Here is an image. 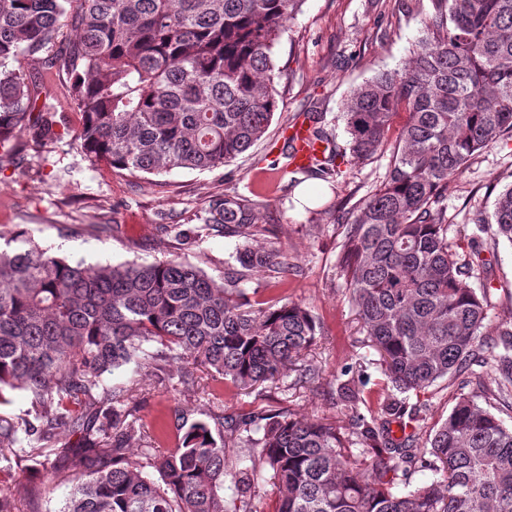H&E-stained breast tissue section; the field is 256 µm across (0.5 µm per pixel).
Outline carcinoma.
Segmentation results:
<instances>
[{
    "mask_svg": "<svg viewBox=\"0 0 512 512\" xmlns=\"http://www.w3.org/2000/svg\"><path fill=\"white\" fill-rule=\"evenodd\" d=\"M303 0H0V153L25 136L58 137L54 113L37 107L21 58L67 76L81 115L73 138L94 166L163 175L229 164L266 134L279 109L273 48ZM408 63L383 69L344 99L353 160L382 150L394 116L407 114L385 176L341 222L339 277L384 380L366 393L340 371L335 404L350 435L288 410L188 422L157 416L144 448L140 424L104 381L133 363L171 358L204 368L216 391H247L294 371L322 335L305 306L251 299L252 276L276 291L296 266L274 236L257 240L253 199L236 190L209 201L186 244L216 230L241 240L238 267L217 282L178 260L95 269L50 254L25 237L0 249V407L32 398L23 418L0 413V512H14L13 466L40 481L81 472L63 512H252L265 470L274 512H512V427L470 397L420 436L396 393L426 390L480 357L495 336L487 398L512 411V318L489 323L493 273L478 249L457 251L439 207L448 182L482 150L512 138V0H430ZM65 46L53 50L60 19ZM331 147L296 171L338 175ZM486 245H512V183L491 214L473 219ZM477 280L482 289L475 290ZM366 412H361V409ZM68 440L55 447L56 433ZM211 438H206V435ZM173 443L166 454L157 442ZM360 446L355 452L353 448ZM236 448L242 467L231 470ZM436 478L410 487L409 474ZM231 477L234 496L224 497Z\"/></svg>",
    "mask_w": 512,
    "mask_h": 512,
    "instance_id": "1",
    "label": "carcinoma"
}]
</instances>
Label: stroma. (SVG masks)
<instances>
[{"label":"stroma","mask_w":512,"mask_h":512,"mask_svg":"<svg viewBox=\"0 0 512 512\" xmlns=\"http://www.w3.org/2000/svg\"><path fill=\"white\" fill-rule=\"evenodd\" d=\"M428 8L429 0H303L274 49L281 73L280 102L267 133L228 166L213 170L133 177L91 167L70 134L80 114L67 98L65 76L30 71L40 91L39 106L57 112L66 131L47 147L29 144L15 157L0 159V245L22 232L49 253L89 266L178 259L223 281L234 262L236 239L215 232L190 246L171 232V225L197 224L212 196L233 188L246 192L258 171L286 166L284 129L289 120L317 114L337 145L346 147L340 118L343 100L378 70L397 68L409 57ZM392 151L385 146L364 163L345 157L333 187L316 203H308L304 193L317 186V179L292 188L285 175L276 179L271 191L254 198L261 229L273 232L300 268L281 295L307 306L321 322L322 334L307 358L316 379L304 380L291 372L248 392L228 385L214 397L205 371H196L194 384L187 386L180 382L178 362L160 363L150 373L130 365L105 381L118 392L131 385L139 389L140 399L128 408L144 430L152 429L156 411L163 407L179 408L192 420L208 411L231 415L284 408L336 422L342 414L330 394L343 366L363 365L372 380H379L378 355L358 331L336 263L343 231L339 221L381 183ZM511 182L512 140L476 155L444 197L452 226L449 238L470 250L475 213L491 212L497 194ZM482 256L494 274L489 316L495 324L512 318V245L503 242L483 249ZM462 394L479 403L484 400L482 386L460 374L421 393H408L405 406L420 409L419 425L428 431L441 424ZM77 480L73 472L56 476L36 500L27 472H19L12 486L15 512H60Z\"/></svg>","instance_id":"1"}]
</instances>
